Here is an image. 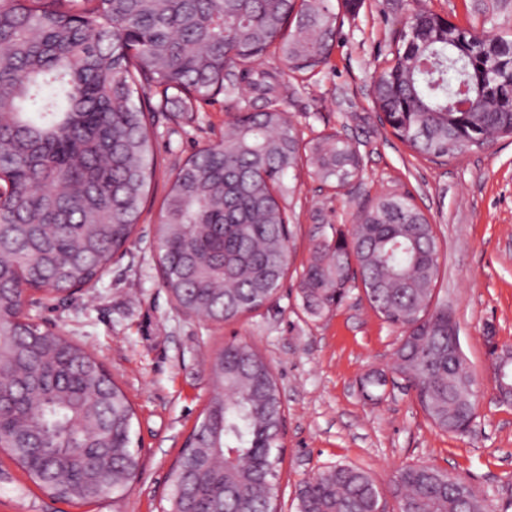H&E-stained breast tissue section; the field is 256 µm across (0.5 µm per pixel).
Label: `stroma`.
<instances>
[{
    "label": "stroma",
    "mask_w": 512,
    "mask_h": 512,
    "mask_svg": "<svg viewBox=\"0 0 512 512\" xmlns=\"http://www.w3.org/2000/svg\"><path fill=\"white\" fill-rule=\"evenodd\" d=\"M460 25L482 17V0H361L342 14L328 64L310 80L288 76L277 59L256 72L278 73V104L305 138L338 132L362 154V167L339 188L302 167L287 206L290 267L276 296L239 320L217 325L178 311L162 286L157 228L176 171L224 133L232 113L261 109L252 75L230 77L233 95L198 105L192 124L154 115L157 170L132 243L119 251L95 287L67 301L26 294L25 313L93 353L132 402L139 470L121 499L68 503L36 485L0 451V512H161L174 462L213 391L209 363L227 342L253 345L280 389L284 436L278 512H296L299 482L349 464L373 475L383 512H397L393 482L403 466L429 463L472 483L488 512H512V406L496 399L486 336L512 348V138L434 163L381 127L371 85L395 37L417 7ZM388 193L406 195L441 242L435 297L448 305L477 380V417L462 436L435 430L414 391L388 383L366 400L360 380L389 370L401 331L381 319L361 289L319 318L302 308L298 275L317 242L350 230L358 212Z\"/></svg>",
    "instance_id": "obj_1"
}]
</instances>
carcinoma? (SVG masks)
<instances>
[{"label":"carcinoma","instance_id":"1","mask_svg":"<svg viewBox=\"0 0 512 512\" xmlns=\"http://www.w3.org/2000/svg\"><path fill=\"white\" fill-rule=\"evenodd\" d=\"M339 13L333 0H0V448L38 486L68 502L122 496L139 468L135 412L97 359L23 315L29 290L65 297L94 287L132 239L156 165L145 87L191 121L197 103L235 93V70L273 54L292 73L328 62ZM422 9L373 80L379 119L401 142L445 159L512 136V110L472 98L483 81L487 31L460 27L448 42ZM262 72L264 105L239 112L224 138L175 173L157 241L162 282L175 306L217 324L273 299L288 273L289 172L301 138ZM314 174L343 187L359 172V149L336 132L307 146ZM439 244L406 197L387 194L359 214L352 236L315 245L299 293L319 317L356 286L371 308L402 329L392 372L410 382L438 431L466 434L477 414L476 379L453 349L448 305H432ZM215 389L171 473L164 512H273L284 411L270 363L245 342L210 361ZM385 374L362 381L385 389ZM399 512H486L485 501L446 469L407 465L395 476ZM371 473L330 466L302 480L297 512H381Z\"/></svg>","mask_w":512,"mask_h":512}]
</instances>
